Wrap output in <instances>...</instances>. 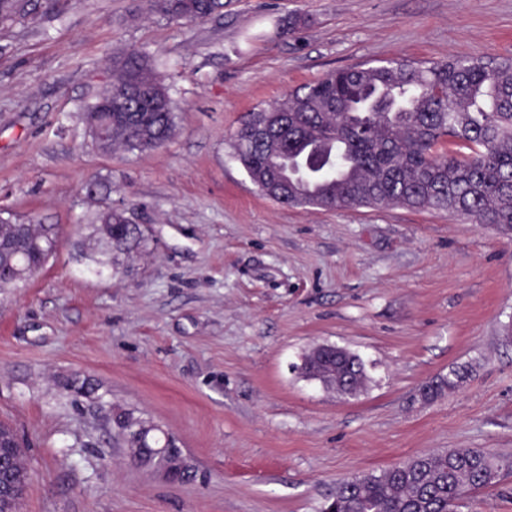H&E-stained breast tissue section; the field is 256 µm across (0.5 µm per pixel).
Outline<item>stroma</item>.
Wrapping results in <instances>:
<instances>
[{
  "instance_id": "obj_1",
  "label": "stroma",
  "mask_w": 512,
  "mask_h": 512,
  "mask_svg": "<svg viewBox=\"0 0 512 512\" xmlns=\"http://www.w3.org/2000/svg\"><path fill=\"white\" fill-rule=\"evenodd\" d=\"M130 50L161 61L175 107L145 155L100 151L85 119ZM396 57L512 58V0H225L180 23L146 0H29L0 24V212L61 235L0 290L21 512H324L343 482L435 450L512 460V241L434 210L290 207L232 157L257 108ZM108 206L152 237L119 277L80 258L82 225ZM318 344L365 361L357 397L301 377ZM464 366L466 382L423 397ZM73 375L98 391L71 400ZM112 406L175 434L195 479L131 464ZM460 512H512V472Z\"/></svg>"
}]
</instances>
